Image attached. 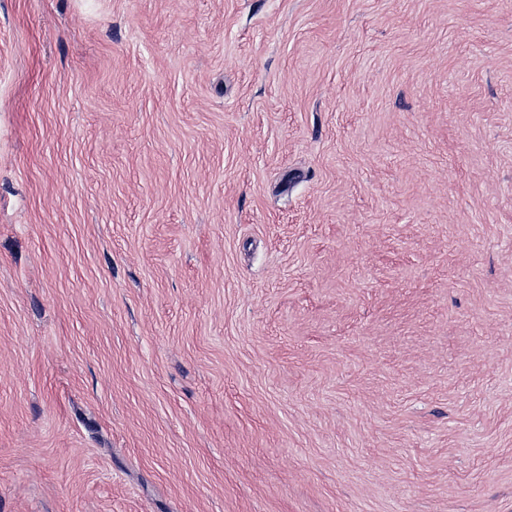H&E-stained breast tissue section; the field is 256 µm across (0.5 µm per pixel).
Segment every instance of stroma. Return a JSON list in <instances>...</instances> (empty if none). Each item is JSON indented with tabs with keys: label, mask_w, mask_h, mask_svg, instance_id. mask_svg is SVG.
<instances>
[{
	"label": "stroma",
	"mask_w": 512,
	"mask_h": 512,
	"mask_svg": "<svg viewBox=\"0 0 512 512\" xmlns=\"http://www.w3.org/2000/svg\"><path fill=\"white\" fill-rule=\"evenodd\" d=\"M0 512H512V0H0Z\"/></svg>",
	"instance_id": "stroma-1"
}]
</instances>
